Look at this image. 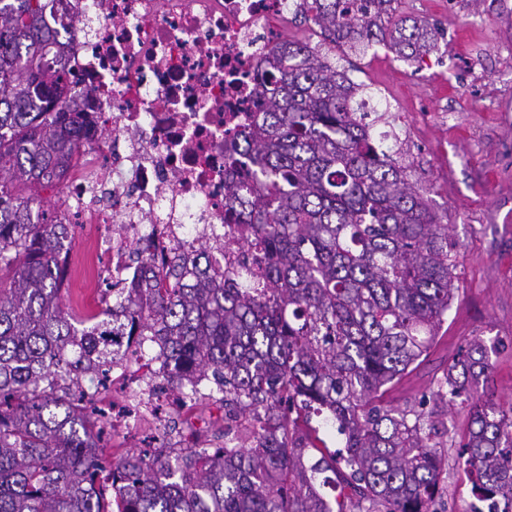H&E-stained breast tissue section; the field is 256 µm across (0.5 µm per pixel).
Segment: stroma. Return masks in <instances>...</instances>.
I'll list each match as a JSON object with an SVG mask.
<instances>
[{"instance_id":"obj_1","label":"stroma","mask_w":512,"mask_h":512,"mask_svg":"<svg viewBox=\"0 0 512 512\" xmlns=\"http://www.w3.org/2000/svg\"><path fill=\"white\" fill-rule=\"evenodd\" d=\"M393 18L427 24L434 49L418 61L378 45L354 54L324 42L319 27L300 16L284 33L320 46L337 69L370 86L372 109L388 115L377 132L397 135L403 164L450 224L452 307L436 346L385 399L395 408L417 404L459 350L480 338L495 347L497 401H512V0H397ZM88 254L74 240L63 296L79 314L98 309L97 296L83 289L99 277ZM469 424L467 410L448 416L447 512H467L475 502L458 459Z\"/></svg>"}]
</instances>
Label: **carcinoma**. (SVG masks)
Instances as JSON below:
<instances>
[{
  "label": "carcinoma",
  "instance_id": "obj_1",
  "mask_svg": "<svg viewBox=\"0 0 512 512\" xmlns=\"http://www.w3.org/2000/svg\"><path fill=\"white\" fill-rule=\"evenodd\" d=\"M49 2L0 0V512H437L458 405L473 492L512 512V402L494 400V345L470 342L418 406L384 405L448 317L449 226L388 134L375 137L369 87L308 44L284 40L265 61L259 112L224 143L238 259L138 246L131 287L96 313L65 309L71 225L16 192L57 187L82 148L83 113L53 98L70 72L44 59ZM393 3L299 7L339 47L413 60L433 34L393 22ZM147 342L172 390L221 395L224 429L177 451L170 417L107 463L83 379ZM313 414L343 436L330 459L299 435ZM338 483L340 501L323 491Z\"/></svg>",
  "mask_w": 512,
  "mask_h": 512
}]
</instances>
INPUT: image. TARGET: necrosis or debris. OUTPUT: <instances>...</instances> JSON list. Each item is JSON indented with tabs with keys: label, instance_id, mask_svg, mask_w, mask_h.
I'll return each mask as SVG.
<instances>
[{
	"label": "necrosis or debris",
	"instance_id": "necrosis-or-debris-1",
	"mask_svg": "<svg viewBox=\"0 0 512 512\" xmlns=\"http://www.w3.org/2000/svg\"><path fill=\"white\" fill-rule=\"evenodd\" d=\"M298 0H54L47 14L76 77L60 111L88 114L86 146L62 175L58 215L96 240L113 287L131 282L135 241L153 251L199 242L224 259V138L257 110L256 63ZM99 406L120 431L142 411L166 418L185 398L139 399L149 377L133 350Z\"/></svg>",
	"mask_w": 512,
	"mask_h": 512
}]
</instances>
